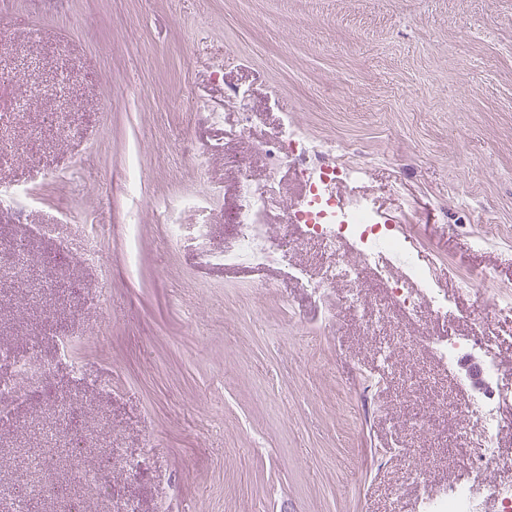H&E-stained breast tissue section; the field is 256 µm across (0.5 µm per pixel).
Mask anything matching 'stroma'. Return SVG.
<instances>
[{"mask_svg":"<svg viewBox=\"0 0 512 512\" xmlns=\"http://www.w3.org/2000/svg\"><path fill=\"white\" fill-rule=\"evenodd\" d=\"M1 25L0 73L16 80L0 83V182L28 192L39 232L28 287L14 288L15 217L0 207V336L23 347L39 331L27 290L64 242L52 283L70 305L52 332L82 339L78 360L104 391L64 367L50 381L80 405L76 423L96 414L97 453L139 461L133 475L112 468L89 512H403L412 470L432 487L459 473L467 369L443 372L426 339L469 332L512 285V0H0ZM238 87L252 122L228 138L224 94ZM287 120L366 167L388 215H421L423 259L458 314L406 316L370 269L313 298L287 270L320 276L324 251L298 228L285 265L225 264L238 164L264 180L261 146ZM203 182L208 210L183 221L208 236L170 239L155 210ZM481 214L496 228L484 249ZM475 270L490 278L466 289ZM354 287L359 313L337 301ZM424 416L432 434L414 425Z\"/></svg>","mask_w":512,"mask_h":512,"instance_id":"stroma-1","label":"stroma"}]
</instances>
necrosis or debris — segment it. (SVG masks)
Masks as SVG:
<instances>
[{
  "label": "necrosis or debris",
  "instance_id": "necrosis-or-debris-1",
  "mask_svg": "<svg viewBox=\"0 0 512 512\" xmlns=\"http://www.w3.org/2000/svg\"><path fill=\"white\" fill-rule=\"evenodd\" d=\"M262 150L269 161L266 181L252 178L247 164H240L242 204L236 217L237 251L225 254L224 260L234 263L248 260L264 264L276 259L288 246V229L300 226L305 233L320 240L326 249V271L322 278L309 281L316 296H323L328 285L336 279L356 280L360 267L386 273L389 261L400 263L413 289L392 284L393 303L407 315H414L422 305H429L435 319L447 320L453 306L450 295L435 288L429 268L424 266L416 252L411 235L404 232L407 224L418 223L419 218L409 208L401 209L399 222L384 217L367 198L354 197L348 204H340L337 185L356 183L367 176L364 167L351 157L337 154L335 148L306 140L296 130L266 142ZM290 169L303 184L301 201L288 211L287 223L278 225L275 235L264 232L267 218L274 206L272 181L280 169ZM343 241L354 243L360 257L359 264L345 262L336 246ZM41 336L29 339L27 350L0 354V422L21 426L19 410L30 399L36 398L52 409L55 418L56 447L66 449L71 459L73 481L100 486V471L110 469L111 455L96 458L94 469L83 466L88 452L86 442L94 434L92 426H74L75 405L55 399L44 391L53 366L41 357ZM438 364L446 370L455 369L464 357L479 360V371L487 388L470 396L460 413L474 420L480 427L476 439L470 441L464 467L448 485L433 488L422 486L413 502L414 512H485L487 503L497 505V512H512V481L486 485L485 473L495 460L498 438L512 433V420H504L502 410L512 405V379L505 377L500 363L482 329L468 334L433 336L429 339ZM486 485V494H479V485Z\"/></svg>",
  "mask_w": 512,
  "mask_h": 512
}]
</instances>
